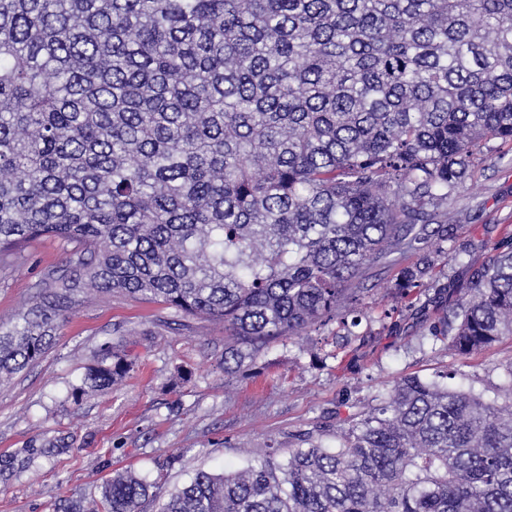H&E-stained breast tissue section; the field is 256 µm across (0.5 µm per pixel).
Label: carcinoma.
Wrapping results in <instances>:
<instances>
[{"mask_svg":"<svg viewBox=\"0 0 512 512\" xmlns=\"http://www.w3.org/2000/svg\"><path fill=\"white\" fill-rule=\"evenodd\" d=\"M512 141V0H0V267L72 245L0 326V384L88 287L224 323V372L325 325L367 270L448 239L482 140ZM448 347L512 337V234ZM133 363L107 341L81 395ZM406 377L161 498L117 473L70 512H512V400ZM0 456L7 478L38 454Z\"/></svg>","mask_w":512,"mask_h":512,"instance_id":"cac0c4a2","label":"carcinoma"}]
</instances>
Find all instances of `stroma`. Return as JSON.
Wrapping results in <instances>:
<instances>
[{"label": "stroma", "instance_id": "stroma-1", "mask_svg": "<svg viewBox=\"0 0 512 512\" xmlns=\"http://www.w3.org/2000/svg\"><path fill=\"white\" fill-rule=\"evenodd\" d=\"M448 210L446 242L369 271L364 292L347 302L358 326L332 320L275 344L234 374L224 371L222 323L190 318L176 332L174 312L164 306L122 293L85 294L45 358L0 386V455L58 438L68 444L65 453L0 481V512H61L65 501L99 499L106 480L126 470L169 495L197 471L233 470L246 453L288 447L292 434L335 433L341 402L365 408L410 374L433 380L451 371L452 386L504 392L512 338L471 356L449 350L442 333L472 273L512 230V142L486 141ZM65 249L63 241L42 239L0 273L1 325L24 310ZM452 252L461 263L449 261ZM407 268L418 273L410 303L396 288ZM117 336L133 371L115 387L77 397L99 346ZM161 455L179 458L163 475L155 467Z\"/></svg>", "mask_w": 512, "mask_h": 512}]
</instances>
